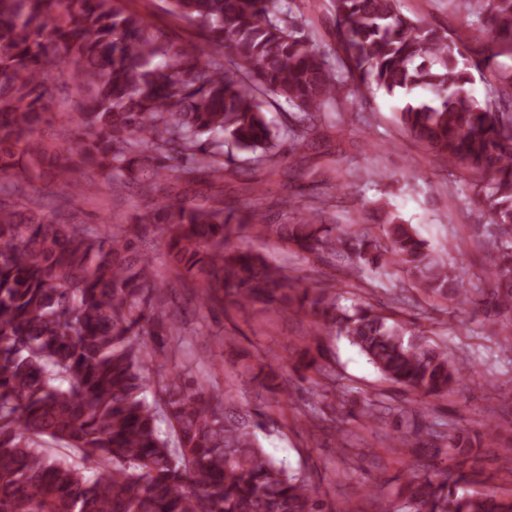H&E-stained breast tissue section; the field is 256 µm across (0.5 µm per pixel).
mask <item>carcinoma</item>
<instances>
[{"label":"carcinoma","instance_id":"1","mask_svg":"<svg viewBox=\"0 0 512 512\" xmlns=\"http://www.w3.org/2000/svg\"><path fill=\"white\" fill-rule=\"evenodd\" d=\"M168 4L203 42L124 0H0V512H331L304 472L266 452L258 413L171 362L166 345L180 340L184 318L175 300L155 296L164 273L193 283L202 306L309 312L317 354L301 367L328 381L320 359L330 335L422 398L448 395L470 371L386 304L346 307L336 285L305 286L232 246L242 233L334 257L339 285L367 298L376 286L367 274L397 267L428 297L482 308L499 348L512 352V0H448L485 34L479 46L419 25L399 0H332L336 46L322 51L288 0ZM55 61L74 88L64 146L39 134L61 83ZM483 69L499 83L480 100L467 86ZM372 88L403 99L399 124L460 173L463 205L488 213L448 251L483 252L496 268L490 287L471 293L456 264L391 212L376 235L326 223L318 197L283 201L294 211L287 224L224 205L237 153L248 154L246 190L261 193L285 150L316 147L327 115L344 122ZM283 102L280 132L266 112ZM77 174L89 199L137 189L146 218L112 231L83 223L64 192ZM47 177L63 191L37 193ZM149 224L167 230L163 273L144 245ZM318 426L343 433L326 413L301 423ZM442 441L461 457L451 473L429 452ZM410 446L419 452L387 512H512V486L474 488L482 471L466 469L464 436L430 428L415 443L390 437L396 452Z\"/></svg>","mask_w":512,"mask_h":512}]
</instances>
